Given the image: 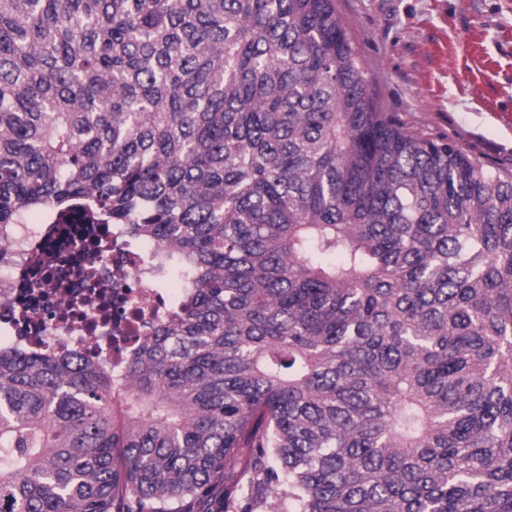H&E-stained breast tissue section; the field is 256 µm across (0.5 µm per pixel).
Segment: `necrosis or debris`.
Here are the masks:
<instances>
[{"label": "necrosis or debris", "instance_id": "obj_1", "mask_svg": "<svg viewBox=\"0 0 512 512\" xmlns=\"http://www.w3.org/2000/svg\"><path fill=\"white\" fill-rule=\"evenodd\" d=\"M170 255L125 225L89 223L79 207L61 225L44 214L10 225L0 237V351L90 355L125 379L186 299L168 286Z\"/></svg>", "mask_w": 512, "mask_h": 512}]
</instances>
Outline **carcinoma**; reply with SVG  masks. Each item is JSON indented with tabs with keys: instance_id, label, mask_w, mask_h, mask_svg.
Returning <instances> with one entry per match:
<instances>
[{
	"instance_id": "cac0c4a2",
	"label": "carcinoma",
	"mask_w": 512,
	"mask_h": 512,
	"mask_svg": "<svg viewBox=\"0 0 512 512\" xmlns=\"http://www.w3.org/2000/svg\"><path fill=\"white\" fill-rule=\"evenodd\" d=\"M80 204L191 303L115 384L0 353V504L512 512V173L381 109L335 0H0V228Z\"/></svg>"
}]
</instances>
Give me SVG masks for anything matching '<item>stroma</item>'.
Returning <instances> with one entry per match:
<instances>
[{
	"mask_svg": "<svg viewBox=\"0 0 512 512\" xmlns=\"http://www.w3.org/2000/svg\"><path fill=\"white\" fill-rule=\"evenodd\" d=\"M384 111L512 171V0H336Z\"/></svg>",
	"mask_w": 512,
	"mask_h": 512,
	"instance_id": "1",
	"label": "stroma"
}]
</instances>
